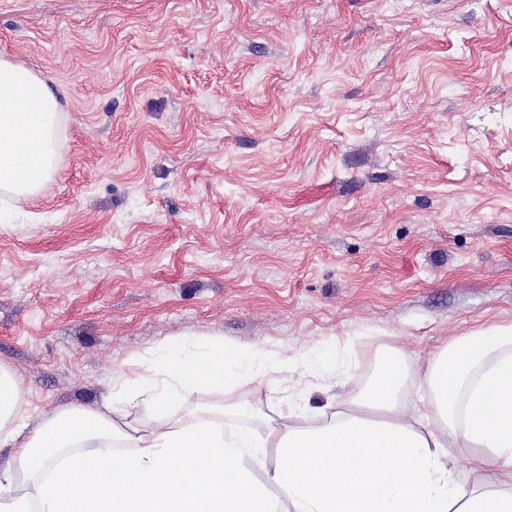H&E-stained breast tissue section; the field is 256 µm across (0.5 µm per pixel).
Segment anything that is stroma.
Segmentation results:
<instances>
[{
	"mask_svg": "<svg viewBox=\"0 0 512 512\" xmlns=\"http://www.w3.org/2000/svg\"><path fill=\"white\" fill-rule=\"evenodd\" d=\"M0 58L60 113L0 194L20 424L220 333L288 362L181 412L317 426L385 347L512 324V0H0Z\"/></svg>",
	"mask_w": 512,
	"mask_h": 512,
	"instance_id": "35a3bbf8",
	"label": "stroma"
}]
</instances>
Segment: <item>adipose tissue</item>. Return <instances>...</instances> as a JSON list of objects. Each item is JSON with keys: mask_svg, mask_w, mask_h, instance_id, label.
Returning a JSON list of instances; mask_svg holds the SVG:
<instances>
[{"mask_svg": "<svg viewBox=\"0 0 512 512\" xmlns=\"http://www.w3.org/2000/svg\"><path fill=\"white\" fill-rule=\"evenodd\" d=\"M57 112L38 75L0 58V191L30 196L54 175ZM256 357L220 334L194 351L171 339L156 368L118 375L103 409L63 408L26 432L16 376L0 364V446L12 450L0 512H512V326L439 348L420 376L390 349L347 410L315 429L173 420L184 391L234 384L235 366ZM136 408L154 418L141 434L121 427ZM270 447L279 459L257 479ZM458 448L473 452L468 488Z\"/></svg>", "mask_w": 512, "mask_h": 512, "instance_id": "adipose-tissue-1", "label": "adipose tissue"}]
</instances>
